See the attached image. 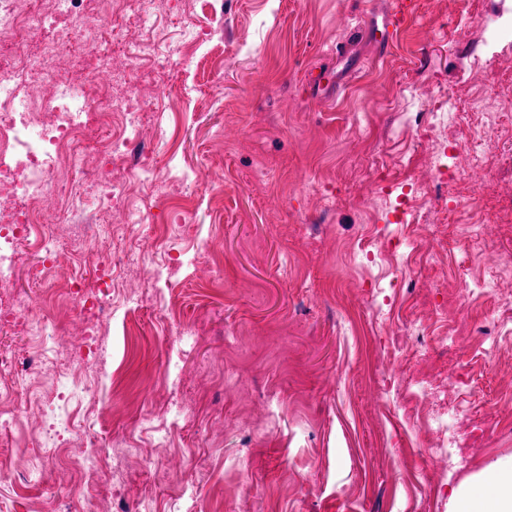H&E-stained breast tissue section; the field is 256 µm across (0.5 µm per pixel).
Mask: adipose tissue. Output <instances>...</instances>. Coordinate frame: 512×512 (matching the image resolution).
<instances>
[{
	"label": "adipose tissue",
	"mask_w": 512,
	"mask_h": 512,
	"mask_svg": "<svg viewBox=\"0 0 512 512\" xmlns=\"http://www.w3.org/2000/svg\"><path fill=\"white\" fill-rule=\"evenodd\" d=\"M492 468V481H464L453 492L448 512H512V460L495 462Z\"/></svg>",
	"instance_id": "1"
}]
</instances>
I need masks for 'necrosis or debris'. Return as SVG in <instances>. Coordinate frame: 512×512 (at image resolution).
I'll list each match as a JSON object with an SVG mask.
<instances>
[{
	"instance_id": "obj_1",
	"label": "necrosis or debris",
	"mask_w": 512,
	"mask_h": 512,
	"mask_svg": "<svg viewBox=\"0 0 512 512\" xmlns=\"http://www.w3.org/2000/svg\"><path fill=\"white\" fill-rule=\"evenodd\" d=\"M160 3L44 0L39 5L35 0H0V290L11 283L21 251H34L40 260L30 271L32 287L70 302L91 337L110 319L113 301L121 293L117 264L107 258L63 280L58 267L65 257L81 262L87 244L109 236L104 220L109 210L121 209L128 227L145 223L150 215L131 197L130 188L147 184L158 174L153 151L140 145L141 114L148 102L139 77L172 65L163 40L153 35ZM132 28L142 30V37L129 38ZM62 53L82 64V77L56 68L54 60ZM20 74L29 81V96H18L13 87ZM464 121V113L455 106L442 105L417 128L419 136L435 141L430 167L452 192L461 191L463 184L461 172L446 162L449 148L458 144L447 130ZM90 148L99 156L91 173L83 164ZM50 200L56 208L48 216L44 206ZM92 210L99 213V220L84 225L80 235L61 245L57 225L78 223ZM503 273L500 267H469L462 277L472 297L494 301L486 315L493 332L480 344L483 356L492 361L501 356L502 340L512 337V328L500 319L502 311L512 310V294L494 288ZM49 321L47 311H34L26 298L0 293L1 327L21 328L37 340L45 335ZM45 361L37 343L0 358V417L28 401L18 382ZM428 394L427 385L419 384L410 394L408 413L421 431L441 440L474 402L483 400L476 389L471 400L423 416L417 406Z\"/></svg>"
}]
</instances>
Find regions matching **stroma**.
Wrapping results in <instances>:
<instances>
[{"mask_svg": "<svg viewBox=\"0 0 512 512\" xmlns=\"http://www.w3.org/2000/svg\"><path fill=\"white\" fill-rule=\"evenodd\" d=\"M387 0H224L212 25L222 62L199 71L179 57L155 75L142 136L158 168L177 156L196 170L188 191L198 205L170 228L163 180L133 188L153 218L90 244L131 255L121 279L133 302L114 312L94 355L80 406L103 404L100 437L127 436L139 447L121 467L118 485L97 484L100 512H133L144 497L173 512L171 487L198 491L203 512H448L451 490L467 478L492 479V461L512 457V437L475 407L459 428L455 460L428 458L431 436H413L405 393L426 378L466 398L465 376H480L488 397L512 389V359L485 364L471 341L438 346L441 320L484 321L486 301L469 300L452 263L470 264L469 230L492 235L486 263L512 266V109L500 112L488 168L464 171L470 198L449 204L422 157L429 141L398 130L408 87L425 107L445 100H487L512 76V48L486 42L483 23L511 16L512 0H415V14L386 58L368 22ZM359 73L340 97L312 98V69ZM412 170L433 209L448 218L398 224L371 174L372 163ZM403 240L407 268L365 266L358 242L368 235ZM447 244V258L436 255ZM198 255L173 272L180 301L166 321V302L147 273L157 251ZM47 333L50 360L28 377L50 393L69 352L84 340L73 307L55 305ZM191 324L182 342L174 331ZM409 333L419 352L395 353L386 336ZM193 410L188 430L162 435L178 406ZM449 477H442V469ZM79 474L47 469L41 490L26 496L0 479L9 512H84Z\"/></svg>", "mask_w": 512, "mask_h": 512, "instance_id": "stroma-1", "label": "stroma"}]
</instances>
